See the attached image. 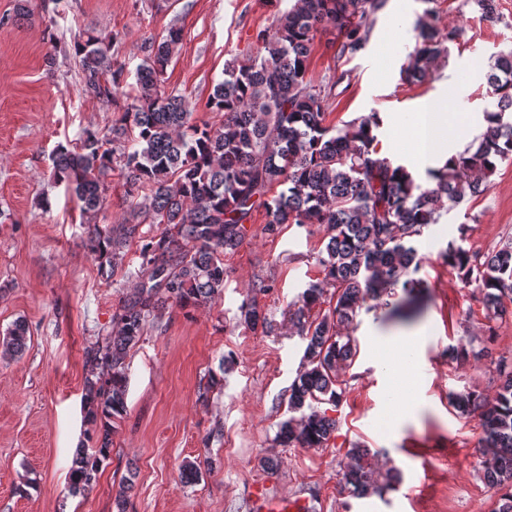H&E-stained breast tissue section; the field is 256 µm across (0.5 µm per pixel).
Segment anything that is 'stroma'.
<instances>
[{
  "label": "stroma",
  "mask_w": 512,
  "mask_h": 512,
  "mask_svg": "<svg viewBox=\"0 0 512 512\" xmlns=\"http://www.w3.org/2000/svg\"><path fill=\"white\" fill-rule=\"evenodd\" d=\"M294 0H0V336L14 322L30 330L21 356L0 358V512H249L254 487L279 496L307 497L314 512H490L497 493L483 478L476 442L478 418L448 403L470 389L494 397L485 362L460 365L449 346L464 333L483 336L486 320L475 286L465 285L439 257L462 239L477 253L512 236V163L499 164L491 188L462 203L418 242L426 282L423 312L411 319L389 309L363 311L351 327L358 356L335 417L328 447L275 443L288 416V389L301 367L304 341L287 307L320 278L317 224H285L278 234L256 230L225 256L224 295L201 307L169 306L151 320L127 359V413L111 433L110 454L85 494L68 492L74 453L94 448L82 409L85 360L112 329V316L133 283L102 276L87 244L77 198L52 175L58 144H76L85 130L109 134L135 95L140 47L169 27L183 30L177 56L163 79L185 96L194 121L220 124L206 109L224 64L253 51L271 31L277 10ZM494 21L475 0H386L372 18L367 45L337 59L335 31L318 34L308 61L311 85H334L328 123L381 112L382 155L425 178L438 165L431 148L390 144L399 128L429 125L438 112L465 113L461 151L484 128L489 106L485 74L494 55L512 50V0H496ZM435 12L442 27L459 30L448 57L422 84L408 86L400 70L416 26ZM94 34L124 63L117 104L86 92L77 41ZM255 299L271 332L238 324L239 307ZM429 352L427 368L393 374L412 348ZM377 451V469L394 466L401 482L383 496L351 497L338 483L353 444ZM274 459V469L263 466ZM201 471L188 478L189 466ZM135 472L134 486L123 479Z\"/></svg>",
  "instance_id": "1"
}]
</instances>
